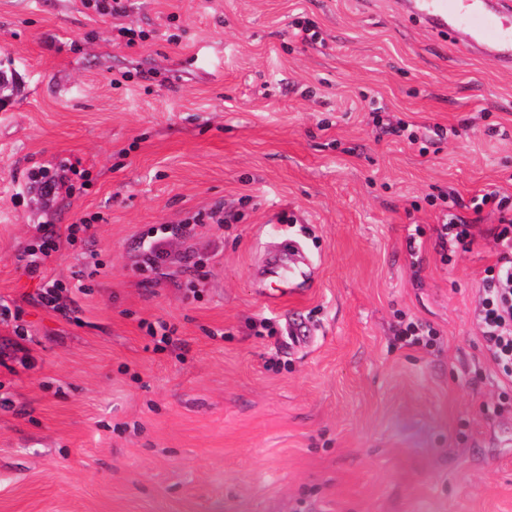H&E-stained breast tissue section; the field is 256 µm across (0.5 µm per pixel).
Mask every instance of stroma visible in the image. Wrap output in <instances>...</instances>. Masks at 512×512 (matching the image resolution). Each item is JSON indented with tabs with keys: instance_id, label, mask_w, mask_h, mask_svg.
Segmentation results:
<instances>
[{
	"instance_id": "stroma-1",
	"label": "stroma",
	"mask_w": 512,
	"mask_h": 512,
	"mask_svg": "<svg viewBox=\"0 0 512 512\" xmlns=\"http://www.w3.org/2000/svg\"><path fill=\"white\" fill-rule=\"evenodd\" d=\"M391 2L0 0V303L23 309L0 320V512H512V383L474 320L501 213L469 207L512 198V71ZM68 164L73 195L44 198L31 172ZM447 193L476 233L450 261ZM217 206L229 224L195 223ZM83 219L43 266L65 312L33 304L24 247ZM188 222L203 265L140 271L142 233ZM288 238L311 264L272 305L260 257ZM403 315L434 342L397 340Z\"/></svg>"
}]
</instances>
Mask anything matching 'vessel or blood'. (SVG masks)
<instances>
[{
    "label": "vessel or blood",
    "instance_id": "b4317fda",
    "mask_svg": "<svg viewBox=\"0 0 512 512\" xmlns=\"http://www.w3.org/2000/svg\"><path fill=\"white\" fill-rule=\"evenodd\" d=\"M400 6L436 33L462 35L498 68H512V0H401Z\"/></svg>",
    "mask_w": 512,
    "mask_h": 512
}]
</instances>
